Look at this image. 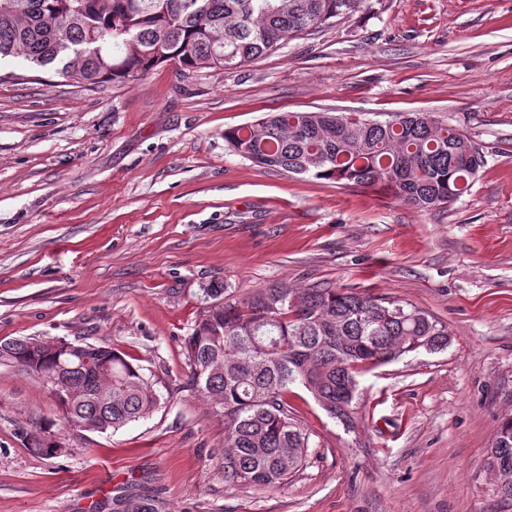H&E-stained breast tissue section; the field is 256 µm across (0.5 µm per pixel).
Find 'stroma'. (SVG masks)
<instances>
[{"label": "stroma", "instance_id": "35a3bbf8", "mask_svg": "<svg viewBox=\"0 0 512 512\" xmlns=\"http://www.w3.org/2000/svg\"><path fill=\"white\" fill-rule=\"evenodd\" d=\"M429 112L484 156L468 190L420 212L383 183L265 169L226 129L265 113ZM223 283L351 287L448 326L441 352L359 376L345 425L305 388L310 435L278 489L224 482V418L189 382L184 339ZM119 349L160 396L103 433L0 364V512H512L485 467L512 415V0H365L228 71L155 68L90 88L0 60V340ZM58 442L47 458L27 432Z\"/></svg>", "mask_w": 512, "mask_h": 512}]
</instances>
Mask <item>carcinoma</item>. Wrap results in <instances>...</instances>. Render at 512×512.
Instances as JSON below:
<instances>
[{
    "mask_svg": "<svg viewBox=\"0 0 512 512\" xmlns=\"http://www.w3.org/2000/svg\"><path fill=\"white\" fill-rule=\"evenodd\" d=\"M365 0H0V58L21 57L89 85L140 80L160 65L216 71L241 66L286 39L359 10ZM243 158L296 175L357 186L385 182L402 202L431 210L459 197L478 168L459 130L427 112L388 120L339 112H276L224 131ZM211 306L184 342L197 392L224 416V482L279 488L302 462L309 434L287 395L305 387L332 418L352 421L357 376L423 349L448 347V326L398 300L351 288H255L224 301V285L203 289ZM86 345L60 338L0 342V361L63 388L70 426L118 429L160 404L143 368L105 347L112 374L84 362ZM486 465L512 506V417L503 419ZM124 512H158L143 495Z\"/></svg>",
    "mask_w": 512,
    "mask_h": 512,
    "instance_id": "cac0c4a2",
    "label": "carcinoma"
}]
</instances>
